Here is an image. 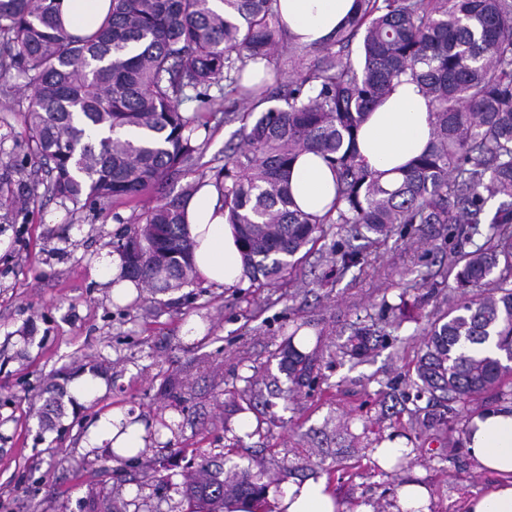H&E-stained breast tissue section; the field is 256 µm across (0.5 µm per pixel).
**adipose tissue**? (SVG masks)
Instances as JSON below:
<instances>
[{
	"instance_id": "ef3b65f1",
	"label": "adipose tissue",
	"mask_w": 512,
	"mask_h": 512,
	"mask_svg": "<svg viewBox=\"0 0 512 512\" xmlns=\"http://www.w3.org/2000/svg\"><path fill=\"white\" fill-rule=\"evenodd\" d=\"M356 0H276L280 24L289 38L310 46L327 41L351 18ZM110 0H58L63 27L75 35L94 31L108 13ZM433 117L416 84L402 81L362 123L357 149L369 170L384 179L400 177L406 165L422 154L432 135ZM290 189L300 210L323 216L336 196L332 168L311 151L302 153L291 167ZM185 228L195 241L194 274L208 284L233 286L243 278L241 253L228 215L224 190L214 178L196 182L195 191L184 203ZM122 414L111 411L101 416L85 438V448L115 442L120 448H139V427L120 434ZM466 446L480 470L501 475V482L471 496L466 512H512V403L474 417L465 437ZM283 512H346L321 483L307 481L289 485L278 499Z\"/></svg>"
}]
</instances>
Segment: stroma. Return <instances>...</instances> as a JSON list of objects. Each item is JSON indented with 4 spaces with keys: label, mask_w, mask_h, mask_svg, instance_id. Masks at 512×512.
I'll return each mask as SVG.
<instances>
[{
    "label": "stroma",
    "mask_w": 512,
    "mask_h": 512,
    "mask_svg": "<svg viewBox=\"0 0 512 512\" xmlns=\"http://www.w3.org/2000/svg\"><path fill=\"white\" fill-rule=\"evenodd\" d=\"M214 112L199 141L202 152L174 187L213 175L240 140V122L225 110L245 102L212 88ZM24 99L0 83V188L30 198L27 210L0 208V512H110L108 492L124 486L130 512H181L176 488L201 459L226 453L240 466L261 460L263 484L282 461L292 482L316 479L342 502L392 499L397 478L426 486L431 512H465L470 495L495 482L465 448L446 439L443 407L408 398L407 383L446 276L448 227L392 237L383 245L358 238V264L329 275L335 236L320 240L291 279L276 288L194 282L165 293L140 291L136 304L116 300L100 282V259L141 203L95 206L45 196L42 173L26 161ZM198 320L203 333L185 327ZM310 339L344 342L355 327L382 329L360 364L321 359L311 386L294 403L276 398L279 351L293 324ZM98 367L105 391L86 402L64 397L53 428L40 423L44 389H72ZM255 373L257 398L246 396ZM121 408L138 418L174 419L167 446L149 445L160 480L132 483L137 464L112 461L82 441L99 415ZM411 452L401 476L382 468L383 439Z\"/></svg>",
    "instance_id": "stroma-1"
}]
</instances>
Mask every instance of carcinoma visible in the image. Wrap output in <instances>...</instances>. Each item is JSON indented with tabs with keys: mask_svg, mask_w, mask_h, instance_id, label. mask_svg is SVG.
I'll use <instances>...</instances> for the list:
<instances>
[{
	"mask_svg": "<svg viewBox=\"0 0 512 512\" xmlns=\"http://www.w3.org/2000/svg\"><path fill=\"white\" fill-rule=\"evenodd\" d=\"M112 0L91 35L63 28L55 0H0V78L20 81L28 100L26 148L46 168L45 192L95 204L151 190L133 229L117 241L123 276L151 292L181 288L193 276L183 203L195 190L164 185L193 166L207 128L211 88L266 104L236 113L242 142L214 178L235 228L244 276L275 286L299 254L336 230L366 231L379 243L427 224L474 243L448 246L454 286L425 333L413 385L469 408L512 385V0H356V11L326 42L305 46L309 64L287 91L242 84L253 65L290 53L276 0ZM360 39L358 61L350 47ZM418 84L434 117L424 154L392 182L358 159L357 131L394 82ZM197 102L194 115L182 109ZM336 172L335 215L310 216L294 204L289 167L305 151ZM504 198L493 215L487 203ZM344 270L359 253L335 248ZM288 335L279 361L284 401L310 386L318 353ZM370 329H357L335 353H368ZM265 486L235 465L203 461L185 477L187 512H261Z\"/></svg>",
	"mask_w": 512,
	"mask_h": 512,
	"instance_id": "obj_1",
	"label": "carcinoma"
}]
</instances>
